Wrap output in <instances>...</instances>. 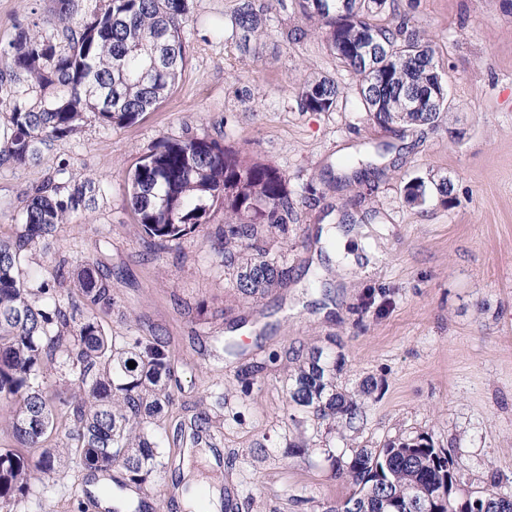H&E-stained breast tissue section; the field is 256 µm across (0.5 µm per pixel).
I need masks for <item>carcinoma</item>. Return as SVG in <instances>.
Here are the masks:
<instances>
[{"label":"carcinoma","instance_id":"1","mask_svg":"<svg viewBox=\"0 0 512 512\" xmlns=\"http://www.w3.org/2000/svg\"><path fill=\"white\" fill-rule=\"evenodd\" d=\"M388 0H347V14H336V0H300L304 12L319 18L336 58L359 77V95L380 127L434 124L448 105L447 87L428 46L402 22L395 28L370 23L366 14ZM50 15L37 17L0 48V164L24 166L73 136L88 116L102 126L123 128L154 111L173 90L186 63L182 30L190 0H54ZM240 48L258 27V14L245 3L234 18ZM376 34L371 73L358 63L366 33ZM429 95L428 108L411 110L407 96ZM339 89L328 78L304 85L303 108L329 112ZM129 206L148 238L179 239L208 219L217 203L230 220L221 230L224 264L239 251L257 246L263 233L286 227L292 204L286 180L265 163L245 162L239 153L205 137L167 141L140 158L128 175ZM101 186L91 178H49L35 187L15 235L0 238V408L9 414L16 447L0 448V512L26 497L38 475L52 479L74 454L92 472L120 463L128 483L142 484L157 471L160 444L147 424L172 403L167 381L171 353L161 338L136 337L122 348L107 335L98 312L112 306L108 275L95 265L75 270L56 262L49 278L26 284L21 258L34 243L52 237L68 218L95 202ZM275 260L256 258L240 266L235 287L251 296L287 280ZM77 294L67 306L54 294L66 280ZM299 362L288 387L289 407L300 423L341 422L353 428L364 419L366 380L359 393L336 389L340 358L313 348L293 353ZM57 361L82 384L72 396L48 395L41 378ZM136 366L131 368L128 362ZM334 477L350 491L327 512H512V481L493 478L466 492L454 461L428 435L389 440L375 450L350 456L327 450Z\"/></svg>","mask_w":512,"mask_h":512}]
</instances>
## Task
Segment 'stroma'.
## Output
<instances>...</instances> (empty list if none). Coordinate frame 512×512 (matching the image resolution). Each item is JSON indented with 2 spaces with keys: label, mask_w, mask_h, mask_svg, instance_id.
<instances>
[{
  "label": "stroma",
  "mask_w": 512,
  "mask_h": 512,
  "mask_svg": "<svg viewBox=\"0 0 512 512\" xmlns=\"http://www.w3.org/2000/svg\"><path fill=\"white\" fill-rule=\"evenodd\" d=\"M245 0H190L187 62L171 94L123 129L87 121L34 163L0 166V236L15 231L33 187L64 171L103 185L95 203L22 264L39 278L63 257L111 271L113 305L101 321L117 344L161 336L174 360L173 404L149 426L164 465L138 486L127 512H183L188 430L209 422L222 449L223 486L238 512H327L349 492L326 449L346 454L385 440L431 435L472 489L512 479V0H392L373 13L392 27L409 19L433 52L449 107L433 125H375L356 78L298 0H255L259 29L238 46L234 17ZM52 0H0V48ZM333 79L330 112H307L304 82ZM214 139L286 179V230L260 248L288 279L252 297L217 252L225 215L173 241H153L126 202L127 171L149 151L187 136ZM375 169L354 174L348 161ZM448 179V200L405 198L406 184ZM366 228L348 243L350 279L336 273L323 225ZM330 348L343 359L336 383L374 389L356 428H299L288 418L292 350ZM303 441L304 456L288 454ZM97 476L69 460L52 480L33 479L14 512H97Z\"/></svg>",
  "instance_id": "stroma-1"
}]
</instances>
